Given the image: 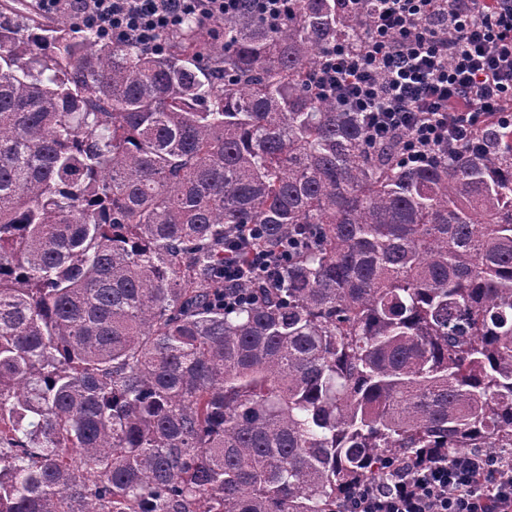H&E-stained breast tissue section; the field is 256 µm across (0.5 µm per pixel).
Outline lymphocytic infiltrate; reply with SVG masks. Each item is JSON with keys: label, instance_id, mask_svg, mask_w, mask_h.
I'll use <instances>...</instances> for the list:
<instances>
[{"label": "lymphocytic infiltrate", "instance_id": "lymphocytic-infiltrate-1", "mask_svg": "<svg viewBox=\"0 0 512 512\" xmlns=\"http://www.w3.org/2000/svg\"><path fill=\"white\" fill-rule=\"evenodd\" d=\"M98 33L149 49L189 15L220 24L248 12L269 24L289 0H36ZM361 45L330 50L315 87L360 113L372 141L401 139L408 163L472 149L489 118L512 126V0H377ZM339 512H512V464L463 452L405 463L361 485Z\"/></svg>", "mask_w": 512, "mask_h": 512}]
</instances>
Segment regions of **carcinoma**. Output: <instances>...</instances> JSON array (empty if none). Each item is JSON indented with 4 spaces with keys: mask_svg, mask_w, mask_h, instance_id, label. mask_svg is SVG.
<instances>
[{
    "mask_svg": "<svg viewBox=\"0 0 512 512\" xmlns=\"http://www.w3.org/2000/svg\"><path fill=\"white\" fill-rule=\"evenodd\" d=\"M370 3L157 50L0 0V512H337L512 452V127L405 166L315 91ZM301 243L224 309V262Z\"/></svg>",
    "mask_w": 512,
    "mask_h": 512,
    "instance_id": "carcinoma-1",
    "label": "carcinoma"
}]
</instances>
